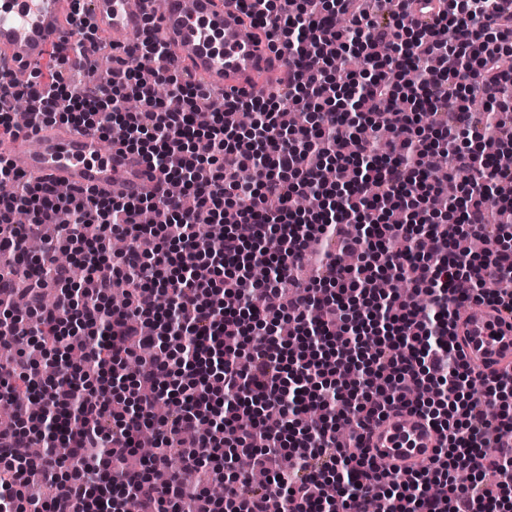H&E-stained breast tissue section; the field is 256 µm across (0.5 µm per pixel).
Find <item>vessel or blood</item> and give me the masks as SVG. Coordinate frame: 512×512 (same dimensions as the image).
Instances as JSON below:
<instances>
[{"mask_svg": "<svg viewBox=\"0 0 512 512\" xmlns=\"http://www.w3.org/2000/svg\"><path fill=\"white\" fill-rule=\"evenodd\" d=\"M85 13L98 35L142 32L150 0H85ZM73 0H0V57L19 70L40 63L74 28L68 18ZM169 43L172 68L225 93L264 96L268 84L257 73L287 71L285 56L273 51L259 28L251 25L237 0H165L158 16ZM14 168L37 182L64 183L108 197L140 196L157 180L137 157L102 150L100 139L85 130L46 125L20 136L9 150ZM450 341L474 372L512 371V313L488 302L466 303L450 326ZM439 433L416 414L391 415L365 434L367 453L390 470H416L429 463Z\"/></svg>", "mask_w": 512, "mask_h": 512, "instance_id": "obj_1", "label": "vessel or blood"}]
</instances>
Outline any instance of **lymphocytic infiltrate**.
I'll list each match as a JSON object with an SVG mask.
<instances>
[{
	"label": "lymphocytic infiltrate",
	"instance_id": "f902f5d3",
	"mask_svg": "<svg viewBox=\"0 0 512 512\" xmlns=\"http://www.w3.org/2000/svg\"><path fill=\"white\" fill-rule=\"evenodd\" d=\"M353 2L254 0V24L271 25L288 53L281 95L227 98L190 82L151 23L127 48L135 65L82 83L97 37L80 7L49 73L19 83L0 67L1 137L18 134L24 100L30 124L97 133L158 179L134 199L59 197L0 155V181L14 186L0 198V339L28 344L0 363V404L20 391L44 403L37 429L0 430V512H270L275 501L281 512H368L372 499L378 512H503L512 416L488 411L512 375L477 377L448 329L470 300L512 311V246L477 255L459 244L489 235V206L512 213V73L501 66L512 0L453 11L424 0L433 26L412 20L413 0H398L389 26ZM348 53L362 71L340 87L336 59ZM469 97L485 102L481 118ZM241 112L253 113L249 128ZM433 154L447 179L429 170ZM244 166L247 182L235 177ZM310 192L321 205L298 209ZM204 225L218 238L210 252ZM51 233L41 259L28 258L27 239ZM114 235L129 248L110 257ZM60 238L82 248L81 279L55 263ZM257 246L271 272L260 284L245 273ZM389 275L412 294L384 287ZM162 400L172 416L158 424ZM406 408L441 432L444 452L400 482L368 457L364 434ZM148 429L156 451L129 467ZM172 447L225 487L247 483L243 459L267 481L223 499L176 476L156 483Z\"/></svg>",
	"mask_w": 512,
	"mask_h": 512
}]
</instances>
